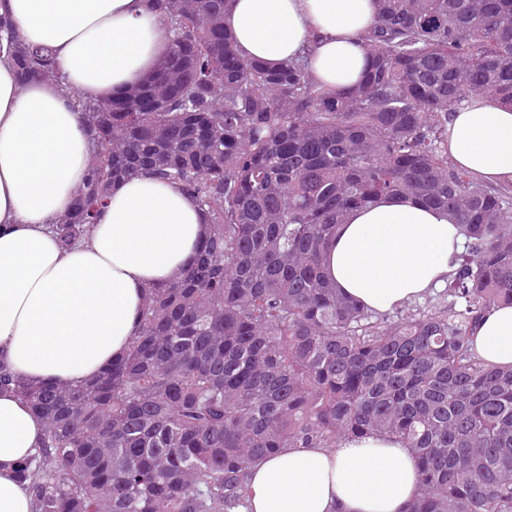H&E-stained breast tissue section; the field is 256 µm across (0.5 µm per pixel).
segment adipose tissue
<instances>
[{"label": "adipose tissue", "instance_id": "ef3b65f1", "mask_svg": "<svg viewBox=\"0 0 512 512\" xmlns=\"http://www.w3.org/2000/svg\"><path fill=\"white\" fill-rule=\"evenodd\" d=\"M21 37L49 48L62 82L20 84L0 55V367L77 385L120 358L138 334L145 294L191 261L208 219L179 186L140 174L117 182L87 240L51 231L91 155L74 108L142 81L164 55L170 20L148 0H0ZM375 0H231L224 17L239 53L278 66L308 62L342 90L370 64ZM448 157L474 179L512 183V110L480 94L448 117ZM464 232L448 214L381 198L350 212L323 257L327 278L369 313L391 312L446 286ZM478 357L512 365V305L495 306L474 339ZM45 423L0 388V512H31L20 464ZM244 512H405L418 491L410 449L367 435L336 447L284 448L254 466Z\"/></svg>", "mask_w": 512, "mask_h": 512}]
</instances>
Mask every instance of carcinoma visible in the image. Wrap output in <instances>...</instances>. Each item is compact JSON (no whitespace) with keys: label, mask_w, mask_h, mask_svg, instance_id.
I'll return each instance as SVG.
<instances>
[{"label":"carcinoma","mask_w":512,"mask_h":512,"mask_svg":"<svg viewBox=\"0 0 512 512\" xmlns=\"http://www.w3.org/2000/svg\"><path fill=\"white\" fill-rule=\"evenodd\" d=\"M166 54L139 84L78 102L93 151L55 225L80 241L116 182L145 171L208 217L189 266L146 297L126 353L76 387L0 370L46 423L19 467L34 512H242L247 474L283 448L369 434L413 451L406 512H512V369L474 350L512 305V189L448 161V114L488 92L512 109V0H376L371 65L347 91L307 64L247 60L230 0H161ZM19 81L59 78L10 36ZM409 196L464 229L436 302L394 321L322 270L338 224Z\"/></svg>","instance_id":"1"}]
</instances>
